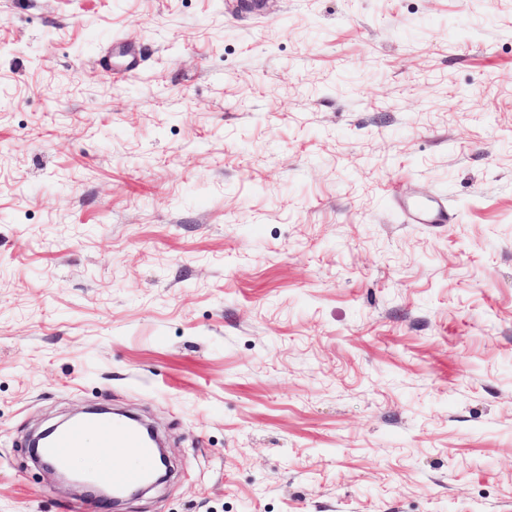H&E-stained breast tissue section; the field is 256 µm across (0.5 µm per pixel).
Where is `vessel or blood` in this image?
Listing matches in <instances>:
<instances>
[{"mask_svg": "<svg viewBox=\"0 0 512 512\" xmlns=\"http://www.w3.org/2000/svg\"><path fill=\"white\" fill-rule=\"evenodd\" d=\"M394 205L410 224H446L452 214L444 198L404 200ZM106 449L112 463L107 477L113 489L129 491L141 486L152 466L155 450L140 431L118 417L90 414L57 430L48 454L59 463H67L73 454L87 447Z\"/></svg>", "mask_w": 512, "mask_h": 512, "instance_id": "1", "label": "vessel or blood"}]
</instances>
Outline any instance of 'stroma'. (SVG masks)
Listing matches in <instances>:
<instances>
[{"instance_id":"1","label":"stroma","mask_w":512,"mask_h":512,"mask_svg":"<svg viewBox=\"0 0 512 512\" xmlns=\"http://www.w3.org/2000/svg\"><path fill=\"white\" fill-rule=\"evenodd\" d=\"M228 2L0 0V512L99 405L122 512H512V0ZM392 200L408 224H448L452 220L448 203L442 197L408 201L395 195ZM105 448L113 463L99 468L96 477L106 476L112 489L128 492L141 486L152 466L155 449L140 431L118 417L90 414L57 430L46 452L60 464L84 448ZM100 451V457L108 456Z\"/></svg>"}]
</instances>
